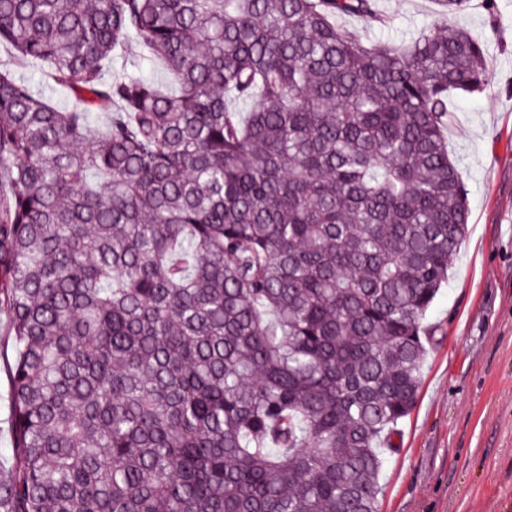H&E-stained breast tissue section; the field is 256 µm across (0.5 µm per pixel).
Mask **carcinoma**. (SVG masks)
Wrapping results in <instances>:
<instances>
[{
  "mask_svg": "<svg viewBox=\"0 0 512 512\" xmlns=\"http://www.w3.org/2000/svg\"><path fill=\"white\" fill-rule=\"evenodd\" d=\"M434 2L371 42L376 0H0L69 97L0 66V512H377L468 224L448 96L492 79ZM379 9L390 17V24L382 29L364 30L358 18H345L340 24L352 30L363 31L371 40H404L413 36L434 18L433 0H378ZM7 332L8 317L0 311V466L4 470L12 465L9 369L13 362V351L10 344L7 346Z\"/></svg>",
  "mask_w": 512,
  "mask_h": 512,
  "instance_id": "1",
  "label": "carcinoma"
}]
</instances>
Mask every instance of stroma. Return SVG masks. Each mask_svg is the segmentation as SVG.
<instances>
[{
	"label": "stroma",
	"instance_id": "obj_1",
	"mask_svg": "<svg viewBox=\"0 0 512 512\" xmlns=\"http://www.w3.org/2000/svg\"><path fill=\"white\" fill-rule=\"evenodd\" d=\"M471 0L457 25L487 45L492 82L454 100L448 153L468 193V232L427 313L431 336L417 402L399 421L380 475L378 512H512V0ZM390 23L342 26L404 40L434 0H378ZM0 311V468L12 464L13 351Z\"/></svg>",
	"mask_w": 512,
	"mask_h": 512
}]
</instances>
